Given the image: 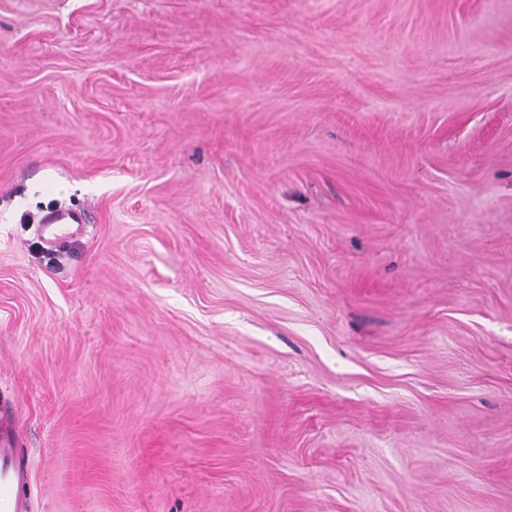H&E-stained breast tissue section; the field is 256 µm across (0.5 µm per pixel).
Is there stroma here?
Masks as SVG:
<instances>
[{"label":"stroma","mask_w":512,"mask_h":512,"mask_svg":"<svg viewBox=\"0 0 512 512\" xmlns=\"http://www.w3.org/2000/svg\"><path fill=\"white\" fill-rule=\"evenodd\" d=\"M13 406L33 512H512V0H0Z\"/></svg>","instance_id":"35a3bbf8"}]
</instances>
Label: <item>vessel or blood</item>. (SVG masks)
<instances>
[{"mask_svg":"<svg viewBox=\"0 0 512 512\" xmlns=\"http://www.w3.org/2000/svg\"><path fill=\"white\" fill-rule=\"evenodd\" d=\"M16 428L11 418L0 419V512H30L24 493L31 463L15 446Z\"/></svg>","mask_w":512,"mask_h":512,"instance_id":"obj_1","label":"vessel or blood"}]
</instances>
